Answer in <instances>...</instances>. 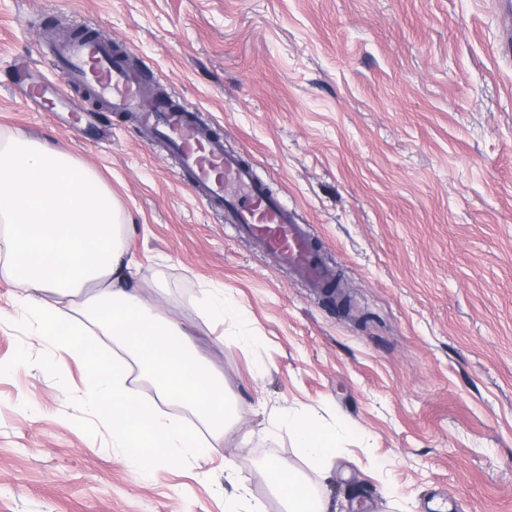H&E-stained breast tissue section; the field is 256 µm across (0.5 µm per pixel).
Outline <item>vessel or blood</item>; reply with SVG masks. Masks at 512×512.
I'll return each instance as SVG.
<instances>
[{
	"instance_id": "b4317fda",
	"label": "vessel or blood",
	"mask_w": 512,
	"mask_h": 512,
	"mask_svg": "<svg viewBox=\"0 0 512 512\" xmlns=\"http://www.w3.org/2000/svg\"><path fill=\"white\" fill-rule=\"evenodd\" d=\"M51 65L59 93L84 90L77 110L93 104L135 116L167 146L197 198L225 210L240 234L260 239L274 263L306 288L319 292L329 286V271L312 243V229L297 210L271 196L240 156L225 152L223 139L193 108L159 94L153 76L118 59L111 40H62Z\"/></svg>"
}]
</instances>
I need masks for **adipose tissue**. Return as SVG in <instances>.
<instances>
[{"label": "adipose tissue", "mask_w": 512, "mask_h": 512, "mask_svg": "<svg viewBox=\"0 0 512 512\" xmlns=\"http://www.w3.org/2000/svg\"><path fill=\"white\" fill-rule=\"evenodd\" d=\"M125 222L90 167L20 132L0 138V236L6 240L0 272L24 288L21 310L37 335L85 364L92 382L86 397L110 409L112 445L137 470L160 462L187 465L202 450L195 430L128 390L120 366L109 365L97 341L82 337L79 328L59 333L61 317L47 298L51 292L80 298L83 317L139 366L162 400L187 408L212 434L223 435L235 413L224 375L200 358L184 323L155 313L133 288ZM272 424L288 428L311 466L305 474L269 464L271 486L286 512H331V499L315 497L313 485L330 476L337 435L296 412L276 415ZM224 479L233 488L224 498L225 512H265L240 464L227 461Z\"/></svg>", "instance_id": "obj_1"}]
</instances>
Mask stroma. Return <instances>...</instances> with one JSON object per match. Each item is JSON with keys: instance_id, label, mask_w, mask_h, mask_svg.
I'll list each match as a JSON object with an SVG mask.
<instances>
[{"instance_id": "stroma-1", "label": "stroma", "mask_w": 512, "mask_h": 512, "mask_svg": "<svg viewBox=\"0 0 512 512\" xmlns=\"http://www.w3.org/2000/svg\"><path fill=\"white\" fill-rule=\"evenodd\" d=\"M89 28L197 107L311 224L340 288L311 293L239 238L128 117L31 110ZM495 0H0V136L90 167L131 219L140 296L186 323L238 420L189 468L142 473L0 274V512H224V463L305 470L281 410L340 431L337 512H512V57ZM222 297L234 317L198 313Z\"/></svg>"}]
</instances>
